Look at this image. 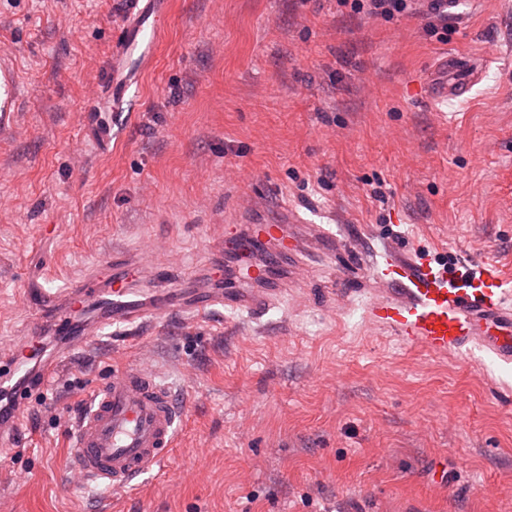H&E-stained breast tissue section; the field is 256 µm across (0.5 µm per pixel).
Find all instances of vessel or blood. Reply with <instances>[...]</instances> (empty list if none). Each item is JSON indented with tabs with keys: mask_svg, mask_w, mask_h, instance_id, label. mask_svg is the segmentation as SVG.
<instances>
[{
	"mask_svg": "<svg viewBox=\"0 0 512 512\" xmlns=\"http://www.w3.org/2000/svg\"><path fill=\"white\" fill-rule=\"evenodd\" d=\"M119 39L120 49L112 57L109 96L121 102L137 67L148 62L160 36V19L166 0H141ZM446 80L433 84L431 99L462 97L481 76L477 58L451 54L442 59ZM18 85L7 59H0V123L14 112ZM249 242H275L288 251L298 240L288 233V216L276 213L250 225ZM377 280L397 286L396 295L371 300L369 324L392 329L398 339L437 355L467 347L494 354L512 362V290L505 288L499 268L484 263L478 268L451 266L427 258L406 256L383 258L376 263ZM231 288H178L166 280L162 256L148 250L143 255L116 252L112 255L110 281L88 276L74 286L52 294H41V327L53 334L88 336L106 324L156 320L172 306L204 315L217 305L255 312L270 306L276 291L266 285L263 266H239ZM91 316L76 325L78 310ZM35 340L14 341L0 358V392L11 395L13 412L0 416V455L17 433L28 392L40 388L55 374L60 357H47L40 378L27 379L26 364ZM183 412L169 389L139 364L114 367L109 379L95 387L88 409L71 431L69 469L79 484L92 483L113 496L133 491L137 479L162 465L177 442Z\"/></svg>",
	"mask_w": 512,
	"mask_h": 512,
	"instance_id": "vessel-or-blood-1",
	"label": "vessel or blood"
}]
</instances>
